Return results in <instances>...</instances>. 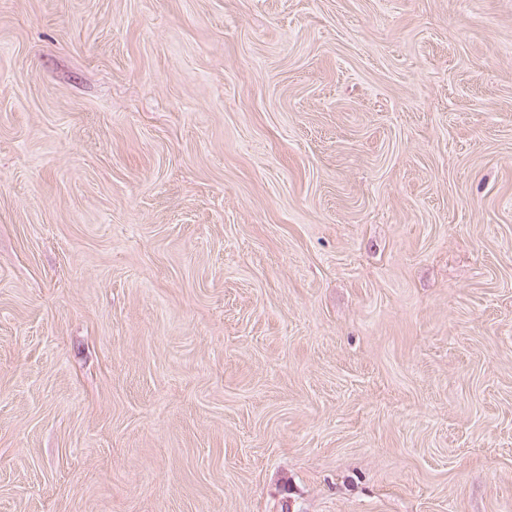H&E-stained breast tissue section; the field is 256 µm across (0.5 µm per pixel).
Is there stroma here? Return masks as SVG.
Wrapping results in <instances>:
<instances>
[{
  "label": "stroma",
  "instance_id": "obj_1",
  "mask_svg": "<svg viewBox=\"0 0 512 512\" xmlns=\"http://www.w3.org/2000/svg\"><path fill=\"white\" fill-rule=\"evenodd\" d=\"M0 512H512V0H0Z\"/></svg>",
  "mask_w": 512,
  "mask_h": 512
}]
</instances>
